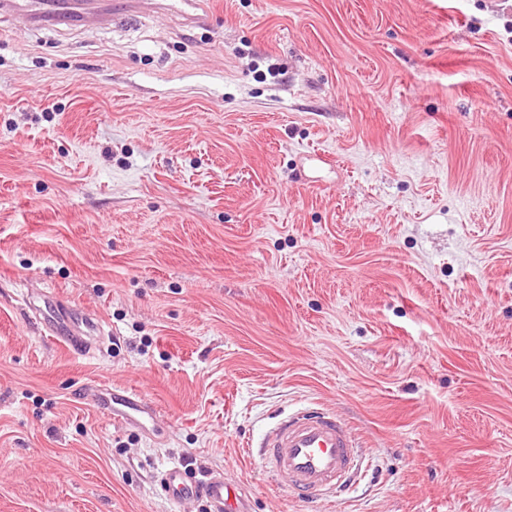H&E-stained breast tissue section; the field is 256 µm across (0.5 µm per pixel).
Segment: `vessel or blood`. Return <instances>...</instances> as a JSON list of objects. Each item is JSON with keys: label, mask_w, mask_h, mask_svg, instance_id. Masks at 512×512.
Returning <instances> with one entry per match:
<instances>
[{"label": "vessel or blood", "mask_w": 512, "mask_h": 512, "mask_svg": "<svg viewBox=\"0 0 512 512\" xmlns=\"http://www.w3.org/2000/svg\"><path fill=\"white\" fill-rule=\"evenodd\" d=\"M31 19L65 21L74 16L72 0H18ZM101 323L87 318L81 331L72 333L54 326L57 340L77 351L89 350ZM101 410L121 423L152 419V405L129 390L105 389L98 396ZM356 437L345 422L318 409H305L280 418L265 434L261 457L278 488L295 498L313 501L345 486L358 467ZM161 493L174 512L195 499L205 500L208 512H246L234 487L223 475L193 480L180 466L165 468L158 476Z\"/></svg>", "instance_id": "obj_1"}]
</instances>
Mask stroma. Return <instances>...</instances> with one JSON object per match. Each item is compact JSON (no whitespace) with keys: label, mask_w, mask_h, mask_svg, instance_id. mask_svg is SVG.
Segmentation results:
<instances>
[{"label":"stroma","mask_w":512,"mask_h":512,"mask_svg":"<svg viewBox=\"0 0 512 512\" xmlns=\"http://www.w3.org/2000/svg\"><path fill=\"white\" fill-rule=\"evenodd\" d=\"M206 5L0 9V512H172L173 464L249 512H512V0ZM305 407L358 438L330 502L257 451ZM19 6L28 11L29 16L33 20H43L45 18L52 21H65L73 19L74 12H76L78 21L84 18L82 12L78 9V6L74 7L70 1L62 0H18ZM55 308L58 310L60 316L54 317L55 324L53 325L52 332L54 338L58 341L64 343L67 347H70L76 351H87L93 346V340L100 333L101 323L99 320L89 317L83 323V329L76 333H71L69 331L61 328V321H65L63 314L58 309V304L55 303ZM53 318V319H54ZM98 404L99 409L120 423L145 422L153 419L152 404L128 388L104 389L98 396Z\"/></svg>","instance_id":"obj_1"}]
</instances>
